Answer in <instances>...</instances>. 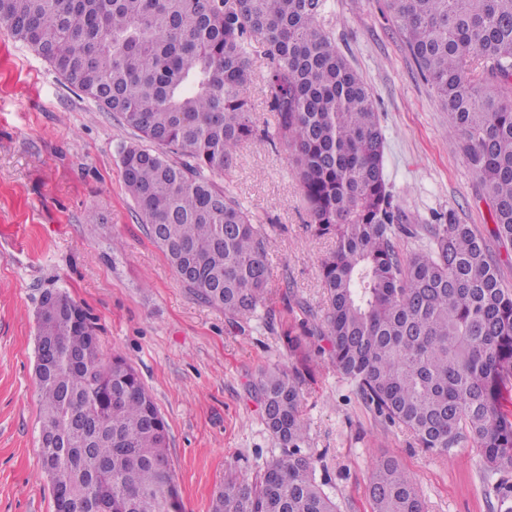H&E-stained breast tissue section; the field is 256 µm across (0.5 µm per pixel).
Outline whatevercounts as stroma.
<instances>
[{
  "label": "stroma",
  "instance_id": "stroma-1",
  "mask_svg": "<svg viewBox=\"0 0 512 512\" xmlns=\"http://www.w3.org/2000/svg\"><path fill=\"white\" fill-rule=\"evenodd\" d=\"M328 3L337 50L377 99L390 190L410 224L451 213L477 225L512 282V245L492 240L481 181L449 139L448 115L408 55L388 0ZM246 94L258 134L218 182L272 239L270 315L238 328L182 284L142 224L121 177L117 147L132 134L119 116L0 28V512H54L39 458L35 376V311L54 288L88 311L104 352L124 355L153 395L183 512H209L225 476L253 477L283 455L251 385L291 362L288 329L318 321L320 262L335 242L311 232L289 154L268 138L276 122L264 57L251 62ZM309 355V451L340 512H371L368 484L380 457L414 476L427 512H501L475 448L429 455L366 408L328 354Z\"/></svg>",
  "mask_w": 512,
  "mask_h": 512
}]
</instances>
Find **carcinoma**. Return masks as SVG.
<instances>
[{
	"mask_svg": "<svg viewBox=\"0 0 512 512\" xmlns=\"http://www.w3.org/2000/svg\"><path fill=\"white\" fill-rule=\"evenodd\" d=\"M424 80L448 112L492 203L493 237L512 243V0H389ZM328 0H0V24L73 87L118 113L127 193L175 272L236 326L265 300L271 240L210 175L255 137L250 61L270 64L271 111L294 164L321 261L320 322L336 372L363 402L435 456L471 443L482 469L512 467V288L473 224H407L385 171L371 89L336 51ZM415 238L404 255L401 235ZM299 357L254 392L287 449L251 481L233 476L210 512H339L317 482L302 416ZM41 469L55 512H182L167 426L137 370L107 357L87 311L63 289L37 310ZM371 512H426L393 457L369 479Z\"/></svg>",
	"mask_w": 512,
	"mask_h": 512,
	"instance_id": "1",
	"label": "carcinoma"
}]
</instances>
